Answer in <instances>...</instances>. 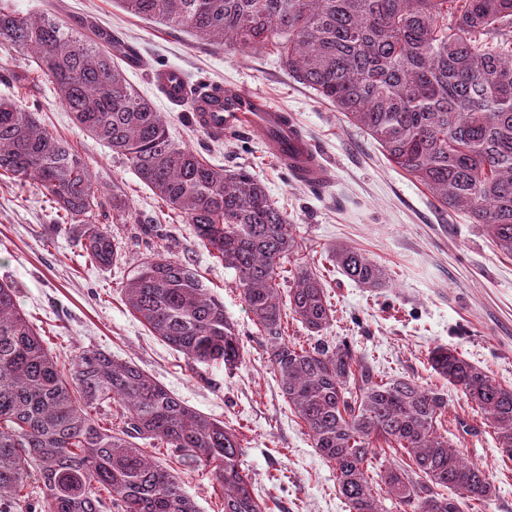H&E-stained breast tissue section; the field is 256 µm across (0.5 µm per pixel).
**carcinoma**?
I'll use <instances>...</instances> for the list:
<instances>
[{
    "instance_id": "1",
    "label": "carcinoma",
    "mask_w": 512,
    "mask_h": 512,
    "mask_svg": "<svg viewBox=\"0 0 512 512\" xmlns=\"http://www.w3.org/2000/svg\"><path fill=\"white\" fill-rule=\"evenodd\" d=\"M131 15L240 51L273 47L294 79L373 137L386 159L426 188L437 208L464 211L512 257V0H121ZM93 36L49 12L27 17L0 2V45L23 52L50 79L77 127L123 156L138 179L236 273L264 337L283 397L332 467L348 512H460L459 499L492 500L486 472L439 431L448 393L384 379L349 345L321 338L332 305L308 268L281 291L280 261L297 247L288 216L250 170H227L174 142L167 121L118 63L138 55L92 22ZM0 169L40 191L79 224L89 259L120 261L99 221L100 188L74 146L36 113L0 98ZM112 219L142 223L112 190ZM350 281L385 286L362 250L334 249ZM128 310L193 364L232 369L245 347L224 302L189 264L162 249L124 289ZM290 311L316 337L285 336ZM431 368L485 415L512 458V387L457 350L437 346ZM117 426H103L111 412ZM401 455L369 475L376 443ZM167 448L210 469L224 512H264L237 433L188 406L151 374L100 349L61 365L0 283V512H199L177 477L144 455ZM39 490H28L31 477Z\"/></svg>"
}]
</instances>
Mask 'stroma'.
<instances>
[{"label":"stroma","instance_id":"1","mask_svg":"<svg viewBox=\"0 0 512 512\" xmlns=\"http://www.w3.org/2000/svg\"><path fill=\"white\" fill-rule=\"evenodd\" d=\"M26 16L53 10L66 25L81 20L120 32L134 43L141 64L126 68L129 81L150 99L176 143L210 162L255 173L294 226L299 248L286 258L282 288L299 268L318 273L334 310L329 340L345 341L381 376H406L448 392L442 427L461 453L479 464L496 495L477 512H512V459L502 454L476 405L428 364L435 346L457 348L503 385H512V259L498 253L481 225L463 212L444 213L408 175L388 163L368 134L289 77L274 49L228 50L182 31L140 19L117 0H11ZM182 70L189 83L233 82L287 112L333 169L330 184L297 181L269 154L258 131L214 142L186 119L187 109L166 103L153 82L156 71ZM0 96L35 110L55 136L69 140L85 159L103 198L125 193L134 214L152 221L158 236L137 224H116L122 264L101 268L84 251L80 230L58 215L33 182L0 170V281L58 361L78 348H102L135 362L197 411L224 421L239 434L243 463L266 512H347L328 462L313 448L269 369L266 347L245 309L234 271L225 269L190 225L171 213L136 177L126 159L82 133L55 98L42 72L17 51L0 46ZM190 264L203 285L223 300L245 345L234 370L191 364L153 336L126 308L122 286L154 245ZM363 250L387 273L385 288L371 291L342 275L333 250ZM150 456L179 478L199 512H224L222 489L209 473L176 453Z\"/></svg>","mask_w":512,"mask_h":512}]
</instances>
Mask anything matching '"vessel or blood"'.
<instances>
[{"label":"vessel or blood","mask_w":512,"mask_h":512,"mask_svg":"<svg viewBox=\"0 0 512 512\" xmlns=\"http://www.w3.org/2000/svg\"><path fill=\"white\" fill-rule=\"evenodd\" d=\"M155 84L171 104L189 106L202 130L218 137L245 128L258 130L267 152L297 179L315 186L330 182L329 167L296 123L250 90L235 84L220 85L191 99L183 73L175 68L157 71Z\"/></svg>","instance_id":"obj_1"}]
</instances>
